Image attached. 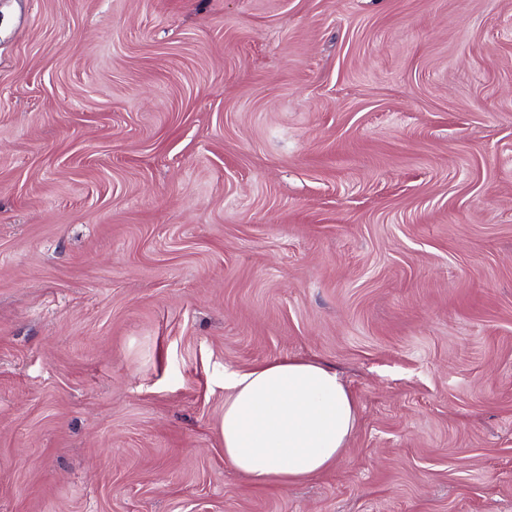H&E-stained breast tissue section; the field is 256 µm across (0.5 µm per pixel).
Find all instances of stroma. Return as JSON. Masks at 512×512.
Masks as SVG:
<instances>
[{
	"instance_id": "stroma-1",
	"label": "stroma",
	"mask_w": 512,
	"mask_h": 512,
	"mask_svg": "<svg viewBox=\"0 0 512 512\" xmlns=\"http://www.w3.org/2000/svg\"><path fill=\"white\" fill-rule=\"evenodd\" d=\"M280 357L358 410L288 487ZM0 512H512V0H0ZM224 460L257 484L309 479L341 457L357 406L331 366L277 358L225 370Z\"/></svg>"
}]
</instances>
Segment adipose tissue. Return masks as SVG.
<instances>
[{
  "label": "adipose tissue",
  "mask_w": 512,
  "mask_h": 512,
  "mask_svg": "<svg viewBox=\"0 0 512 512\" xmlns=\"http://www.w3.org/2000/svg\"><path fill=\"white\" fill-rule=\"evenodd\" d=\"M224 460L258 484L288 485L332 467L357 421V406L328 365L277 358L224 373Z\"/></svg>",
  "instance_id": "adipose-tissue-1"
}]
</instances>
